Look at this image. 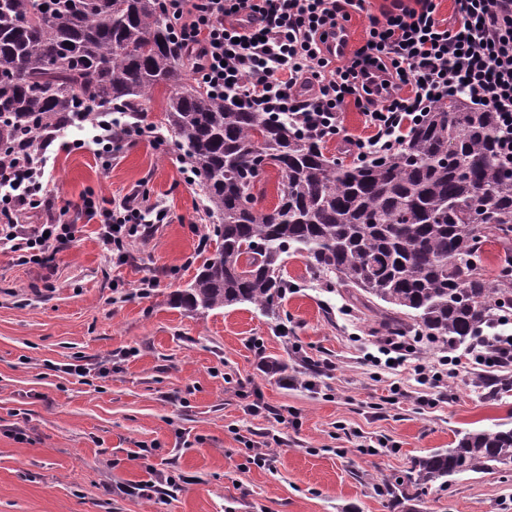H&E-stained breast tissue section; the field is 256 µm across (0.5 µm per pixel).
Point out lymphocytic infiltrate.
Instances as JSON below:
<instances>
[{"mask_svg": "<svg viewBox=\"0 0 512 512\" xmlns=\"http://www.w3.org/2000/svg\"><path fill=\"white\" fill-rule=\"evenodd\" d=\"M456 19L447 25L434 0L369 15L366 38L344 61L327 53L329 33L364 11L365 0H162L174 44L195 52L199 82L233 104L287 117L297 133L315 144L343 136L342 112L361 107L372 133L349 139L354 161L396 150L409 130L437 102L461 95L471 105L498 112L512 154V0H454ZM255 23L243 27L242 17ZM99 155L112 157L127 144L163 136L148 125L93 121ZM47 159L42 150L0 166V223L12 252L26 263L50 260L71 241L68 224L24 228L19 212L39 209ZM78 214L99 219L100 234L116 249L117 261L130 257L128 245L147 226L136 196L106 207L82 197ZM484 375L512 372V333L483 336L461 351L443 356L437 367H417L420 384L434 385L459 372Z\"/></svg>", "mask_w": 512, "mask_h": 512, "instance_id": "obj_1", "label": "lymphocytic infiltrate"}]
</instances>
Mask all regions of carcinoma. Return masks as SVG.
Listing matches in <instances>:
<instances>
[{
    "label": "carcinoma",
    "mask_w": 512,
    "mask_h": 512,
    "mask_svg": "<svg viewBox=\"0 0 512 512\" xmlns=\"http://www.w3.org/2000/svg\"><path fill=\"white\" fill-rule=\"evenodd\" d=\"M171 88L166 126L218 216L216 248L175 294L191 313L249 303L274 312L288 290L284 255L360 294L376 325L450 345L483 335L512 310V157L500 154L499 115L461 96L438 103L399 149L345 165L295 134L288 118L230 106L182 83L161 0H0V157L36 136L79 124L102 106L138 112L157 86ZM283 173L269 209L254 193L262 166ZM500 247L496 275L483 247ZM512 467V428L465 433L454 448L419 459L389 487L415 499L432 481Z\"/></svg>",
    "instance_id": "cac0c4a2"
}]
</instances>
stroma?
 I'll return each instance as SVG.
<instances>
[{
  "instance_id": "obj_1",
  "label": "stroma",
  "mask_w": 512,
  "mask_h": 512,
  "mask_svg": "<svg viewBox=\"0 0 512 512\" xmlns=\"http://www.w3.org/2000/svg\"><path fill=\"white\" fill-rule=\"evenodd\" d=\"M167 94L155 88L142 103L161 147L140 140L106 164L90 123L56 135L50 205L20 218L73 224L53 263H21L0 240V512H512V470L498 469L391 507L386 483L417 459L466 432L512 426V391L467 372L419 384L415 366L448 353L431 341L405 367L372 366L366 355L385 337L374 314L302 257L286 262L291 286L275 314L172 305L215 243L164 128ZM138 190L151 226L119 264L74 206L89 192L116 205ZM145 279L155 285L142 295ZM102 363L112 366L104 377ZM68 364L87 375L64 373ZM256 444L265 466L250 459ZM152 468L191 482L150 500L122 494Z\"/></svg>"
}]
</instances>
